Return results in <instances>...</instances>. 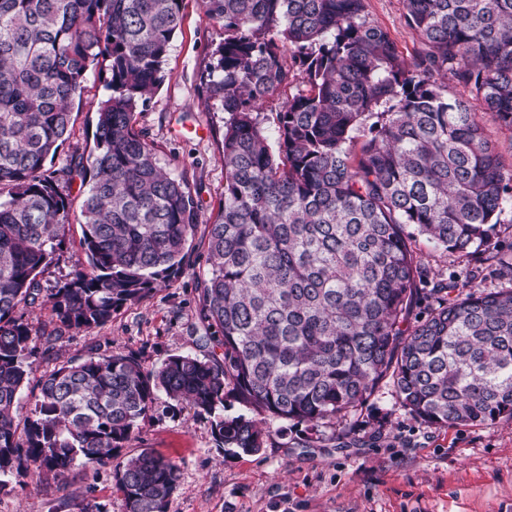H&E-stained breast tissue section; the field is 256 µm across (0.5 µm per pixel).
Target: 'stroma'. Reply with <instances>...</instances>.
Here are the masks:
<instances>
[{
  "label": "stroma",
  "instance_id": "1",
  "mask_svg": "<svg viewBox=\"0 0 512 512\" xmlns=\"http://www.w3.org/2000/svg\"><path fill=\"white\" fill-rule=\"evenodd\" d=\"M364 5L370 20L389 31L407 58L421 52L418 33L404 20L405 0H364ZM222 39L197 0H185L164 81L137 115V127L146 132L160 165L201 185L205 220L224 195L225 115L201 103L197 86ZM105 95L98 68H90L71 146L92 144ZM80 221L79 209H72L65 240L39 276L43 290L62 284L82 258ZM416 252L426 267L455 276L465 291L506 287L499 260L512 257V211L503 214L478 252L451 256L423 238ZM191 261V269L170 286L122 307L105 326L63 333L50 347L42 339L55 327L48 305H19L17 315L37 336L31 380L98 347L136 353L149 367L173 354H212L215 347L202 343L204 329L197 319V275L207 268L202 246H195ZM145 449L179 466L167 512H512V421L429 425L401 406L388 383L322 438H312L306 425L292 424L260 453L235 458L217 449L208 416L163 397L113 461L76 466L60 485L42 483L35 475L8 477L0 488V512H79L88 504L101 512H125L114 468Z\"/></svg>",
  "mask_w": 512,
  "mask_h": 512
}]
</instances>
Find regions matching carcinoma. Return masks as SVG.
<instances>
[{
    "mask_svg": "<svg viewBox=\"0 0 512 512\" xmlns=\"http://www.w3.org/2000/svg\"><path fill=\"white\" fill-rule=\"evenodd\" d=\"M184 0H0V488L33 468L63 477L135 439L164 395L209 416L226 458L259 453L284 429L345 419L384 381L415 418L449 426L512 420V288L456 292L409 315L427 278L413 243L469 254L512 210V167L464 87L512 131V0H405L423 51L409 60L364 0H200L224 30L198 91L228 114L224 199L204 225L203 340L222 356L134 353L71 359L12 409L31 372L32 329L15 316L80 205L85 260L47 300L87 331L190 268L199 187L163 170L136 116L164 80ZM108 95L93 147L58 157L89 67ZM296 69L305 90L264 104ZM233 398L247 413L224 416ZM125 512H166L177 465L147 449L116 466ZM304 75H298L296 78L286 87H284L279 96L274 97L269 100L268 103L264 106L263 112H261V117H264L265 126H267L270 131L273 130V118L275 117V112L278 111L281 104L296 94L298 90H302L305 88V83L303 82Z\"/></svg>",
    "mask_w": 512,
    "mask_h": 512,
    "instance_id": "obj_1",
    "label": "carcinoma"
}]
</instances>
